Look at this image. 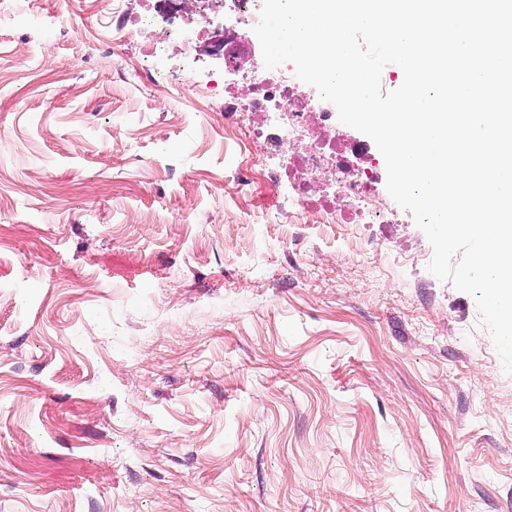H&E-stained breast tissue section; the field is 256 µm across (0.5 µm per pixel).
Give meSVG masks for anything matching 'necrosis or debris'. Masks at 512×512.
<instances>
[{
  "instance_id": "necrosis-or-debris-1",
  "label": "necrosis or debris",
  "mask_w": 512,
  "mask_h": 512,
  "mask_svg": "<svg viewBox=\"0 0 512 512\" xmlns=\"http://www.w3.org/2000/svg\"><path fill=\"white\" fill-rule=\"evenodd\" d=\"M258 21L253 0H213L208 8L175 17L160 8L146 11L139 18V26L156 35L148 53L152 61L163 55L169 42H179L188 53L201 36L223 32V62L210 76L212 86L217 88L224 82L225 71L237 68L242 59L252 54L253 45L243 41L239 32L254 27ZM289 72L286 63L255 71L236 103L225 108V124L243 125L245 136L278 155L281 166L275 173L276 180L289 184L295 205L306 207L310 194L321 183L337 178L345 188L352 211L342 214L330 207L325 219L337 224L354 220L361 224L394 223V211L376 197L377 174L373 167L366 164L354 174L345 164L350 155L366 162L368 148L360 141L337 138L329 127L332 113L298 97ZM307 133L313 135V142L296 147V139Z\"/></svg>"
}]
</instances>
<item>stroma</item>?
<instances>
[{
    "label": "stroma",
    "instance_id": "obj_1",
    "mask_svg": "<svg viewBox=\"0 0 512 512\" xmlns=\"http://www.w3.org/2000/svg\"><path fill=\"white\" fill-rule=\"evenodd\" d=\"M152 4L0 24V512H512L475 300L407 210L306 223L224 124L262 56L144 62Z\"/></svg>",
    "mask_w": 512,
    "mask_h": 512
}]
</instances>
